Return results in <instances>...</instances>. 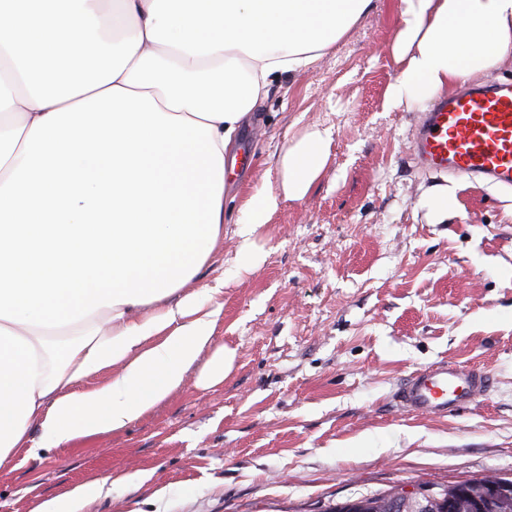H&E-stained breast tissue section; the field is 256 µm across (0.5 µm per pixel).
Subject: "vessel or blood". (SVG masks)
<instances>
[{
  "instance_id": "vessel-or-blood-1",
  "label": "vessel or blood",
  "mask_w": 512,
  "mask_h": 512,
  "mask_svg": "<svg viewBox=\"0 0 512 512\" xmlns=\"http://www.w3.org/2000/svg\"><path fill=\"white\" fill-rule=\"evenodd\" d=\"M412 151L428 171L512 189V79L467 85L435 104L415 127ZM490 386L483 370L444 364L411 375L397 401L404 412L440 419Z\"/></svg>"
}]
</instances>
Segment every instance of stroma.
<instances>
[{
	"mask_svg": "<svg viewBox=\"0 0 512 512\" xmlns=\"http://www.w3.org/2000/svg\"><path fill=\"white\" fill-rule=\"evenodd\" d=\"M315 64L278 82L235 145L251 163L224 190L218 344L222 383H187L125 431L0 468V512H34L91 481L78 512H326L393 486L512 478V193L419 168L425 105L393 107L399 0ZM330 132L309 194L282 200L259 235L265 259L235 270L251 187L276 184L284 145ZM459 204L429 223L421 194ZM489 371V394L445 419L396 412L409 374L439 363Z\"/></svg>",
	"mask_w": 512,
	"mask_h": 512,
	"instance_id": "obj_1",
	"label": "stroma"
}]
</instances>
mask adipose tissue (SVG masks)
Segmentation results:
<instances>
[{"label": "adipose tissue", "instance_id": "ef3b65f1", "mask_svg": "<svg viewBox=\"0 0 512 512\" xmlns=\"http://www.w3.org/2000/svg\"><path fill=\"white\" fill-rule=\"evenodd\" d=\"M377 0H0V467L118 433L195 374L223 381L226 176L271 85L330 53ZM392 105L512 52V0H400ZM312 127L253 189L241 267L281 199L329 158ZM108 380H100L103 371Z\"/></svg>", "mask_w": 512, "mask_h": 512}]
</instances>
